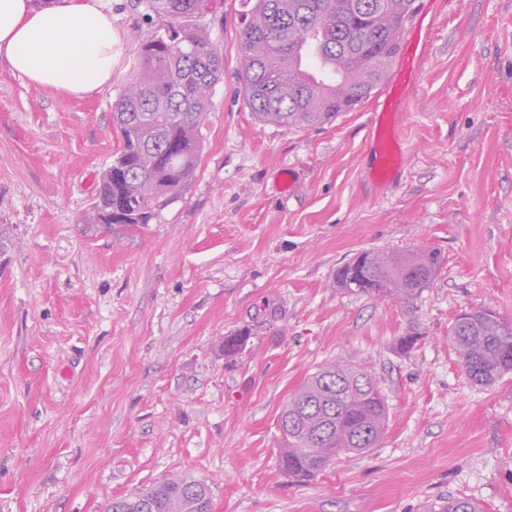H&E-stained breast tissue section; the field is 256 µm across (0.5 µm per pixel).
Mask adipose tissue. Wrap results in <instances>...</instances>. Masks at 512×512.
Listing matches in <instances>:
<instances>
[{
	"label": "adipose tissue",
	"mask_w": 512,
	"mask_h": 512,
	"mask_svg": "<svg viewBox=\"0 0 512 512\" xmlns=\"http://www.w3.org/2000/svg\"><path fill=\"white\" fill-rule=\"evenodd\" d=\"M122 49L104 0H0V57L29 84L77 97L104 91Z\"/></svg>",
	"instance_id": "ef3b65f1"
}]
</instances>
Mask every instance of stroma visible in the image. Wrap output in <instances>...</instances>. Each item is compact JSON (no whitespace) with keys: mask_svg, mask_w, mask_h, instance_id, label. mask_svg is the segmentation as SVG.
Segmentation results:
<instances>
[{"mask_svg":"<svg viewBox=\"0 0 512 512\" xmlns=\"http://www.w3.org/2000/svg\"><path fill=\"white\" fill-rule=\"evenodd\" d=\"M243 8L215 0L202 20L224 77L196 173L133 231L84 217L120 146L112 104L142 9L112 0L108 90H41L0 58V512H101L180 471L212 482L214 512H428L451 497L512 512V373L473 383L448 340L465 309L512 319V0H419L435 31L384 193L368 180L370 102L309 129L254 119L236 78ZM419 245L443 266L410 304L336 282L360 251ZM244 327L226 361L220 340ZM339 358L375 374L385 434L291 481L278 416Z\"/></svg>","mask_w":512,"mask_h":512,"instance_id":"1","label":"stroma"}]
</instances>
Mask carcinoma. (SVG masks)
I'll list each match as a JSON object with an SVG mask.
<instances>
[{"mask_svg": "<svg viewBox=\"0 0 512 512\" xmlns=\"http://www.w3.org/2000/svg\"><path fill=\"white\" fill-rule=\"evenodd\" d=\"M208 0H135L149 23L133 72L113 104L122 146L103 171L89 207L93 224L140 228L179 198L192 181L203 145L210 91L224 75V54L200 19ZM414 0H245L239 26L243 98L268 124L305 129L328 122L343 106L369 98L387 79L398 37ZM315 42L326 60H343L350 77L320 92L298 73L290 53ZM443 258L418 247L405 254L370 249L336 270L343 288L375 299L410 302L437 277ZM250 329L224 337L227 358L245 351ZM448 339L467 375L491 385L512 371V321L476 307L455 317ZM388 406L370 371L334 361L315 372L285 402L280 419L279 467L303 482L336 457L376 447ZM104 512H213L210 483L188 472L114 497ZM439 512H483L450 498Z\"/></svg>", "mask_w": 512, "mask_h": 512, "instance_id": "obj_1", "label": "carcinoma"}]
</instances>
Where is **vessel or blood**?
Returning a JSON list of instances; mask_svg holds the SVG:
<instances>
[{"label": "vessel or blood", "mask_w": 512, "mask_h": 512, "mask_svg": "<svg viewBox=\"0 0 512 512\" xmlns=\"http://www.w3.org/2000/svg\"><path fill=\"white\" fill-rule=\"evenodd\" d=\"M418 35L415 27L402 35L396 64L373 105L374 120L368 134L373 158L370 178L380 188L396 184L404 168L406 151L401 143L399 124L419 81L415 66ZM305 68L309 83L318 88L324 82L342 77L338 69L313 57L306 61Z\"/></svg>", "instance_id": "vessel-or-blood-1"}]
</instances>
